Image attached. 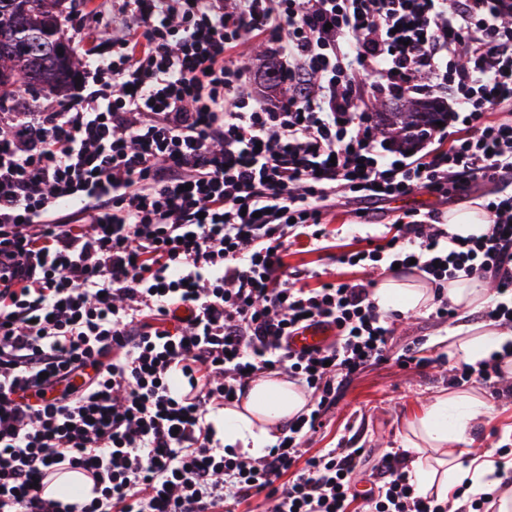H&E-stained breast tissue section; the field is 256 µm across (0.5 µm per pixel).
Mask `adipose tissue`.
Instances as JSON below:
<instances>
[{
	"label": "adipose tissue",
	"instance_id": "1",
	"mask_svg": "<svg viewBox=\"0 0 512 512\" xmlns=\"http://www.w3.org/2000/svg\"><path fill=\"white\" fill-rule=\"evenodd\" d=\"M373 298L385 310L417 311L432 299L428 288L408 279H389L376 288ZM512 342V330H491L464 336L453 342L449 356L474 365L501 353ZM306 405L304 394L283 378H266L253 383L244 400L225 408L214 417L218 436L225 445L252 458L263 457L278 430ZM486 412L485 403L468 393H452L435 399L427 412L411 427L405 446L412 474L423 492L446 498L456 486L465 484L478 490L494 469L492 462L463 465L449 445L462 442L467 426Z\"/></svg>",
	"mask_w": 512,
	"mask_h": 512
}]
</instances>
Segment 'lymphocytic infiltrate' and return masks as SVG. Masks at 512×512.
<instances>
[{
	"label": "lymphocytic infiltrate",
	"mask_w": 512,
	"mask_h": 512,
	"mask_svg": "<svg viewBox=\"0 0 512 512\" xmlns=\"http://www.w3.org/2000/svg\"><path fill=\"white\" fill-rule=\"evenodd\" d=\"M75 12L86 42L64 106L0 109V512H350L357 450L304 437L392 328L362 281L296 286L284 244L335 198L382 201L512 173V0H112ZM272 51L238 64L249 39ZM427 75L417 83V75ZM457 104L405 150L376 135L370 97ZM459 238L414 211L344 264L400 266L435 286L489 279L512 323V192ZM322 323L327 345L291 350ZM318 394L261 458L227 452L207 419L253 376ZM189 389L175 393L176 375ZM77 470L89 500L46 497ZM369 512H448L389 453Z\"/></svg>",
	"instance_id": "lymphocytic-infiltrate-1"
}]
</instances>
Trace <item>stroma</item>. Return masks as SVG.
Listing matches in <instances>:
<instances>
[{"instance_id": "1", "label": "stroma", "mask_w": 512, "mask_h": 512, "mask_svg": "<svg viewBox=\"0 0 512 512\" xmlns=\"http://www.w3.org/2000/svg\"><path fill=\"white\" fill-rule=\"evenodd\" d=\"M497 190L492 183H474L465 188L423 189L382 203L337 200L320 226V237H296L287 246L285 262L289 270L309 274L312 288L363 278L381 284L387 278L383 271L337 264V255L365 249L368 240L389 234L403 210L430 209L443 222L450 211L469 208L478 200H493ZM433 311L429 305L413 313L392 312L393 358L367 367L343 386L335 404L325 412L322 427L306 443L313 454L334 448L363 449L364 461L352 478L354 489L372 480V468L384 454L402 450L410 425L435 398L453 392L461 365L448 355L449 334L463 324L481 331L493 326L477 312L439 319ZM408 346L419 350L425 364L404 367L396 361V354ZM463 389L489 407L487 416L472 423L465 433L461 444L465 456L512 459V375L491 385L473 378Z\"/></svg>"}]
</instances>
